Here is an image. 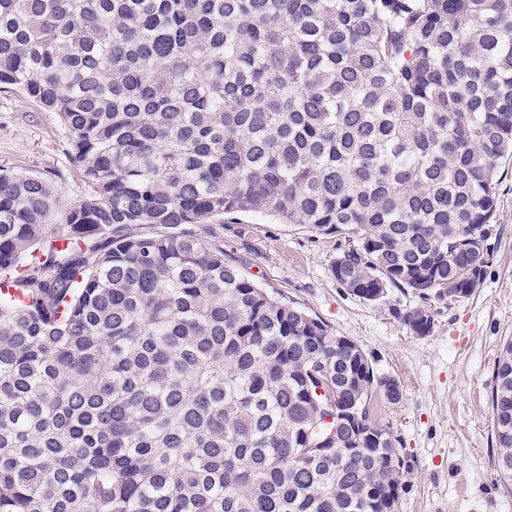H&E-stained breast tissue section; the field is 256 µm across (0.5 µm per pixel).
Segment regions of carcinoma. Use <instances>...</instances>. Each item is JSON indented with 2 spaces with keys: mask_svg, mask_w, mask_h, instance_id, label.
<instances>
[{
  "mask_svg": "<svg viewBox=\"0 0 512 512\" xmlns=\"http://www.w3.org/2000/svg\"><path fill=\"white\" fill-rule=\"evenodd\" d=\"M0 87L85 184L53 228L0 168V512H395L399 382L185 225L345 235L336 281L430 334L488 267L512 0H0ZM490 400L507 482L512 339Z\"/></svg>",
  "mask_w": 512,
  "mask_h": 512,
  "instance_id": "cac0c4a2",
  "label": "carcinoma"
}]
</instances>
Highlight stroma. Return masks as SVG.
Segmentation results:
<instances>
[{
  "instance_id": "35a3bbf8",
  "label": "stroma",
  "mask_w": 512,
  "mask_h": 512,
  "mask_svg": "<svg viewBox=\"0 0 512 512\" xmlns=\"http://www.w3.org/2000/svg\"><path fill=\"white\" fill-rule=\"evenodd\" d=\"M1 166L42 175L64 205L84 192L55 115L3 91ZM492 224L481 285L462 301L433 302L435 326L426 336L392 313L415 305L413 295L394 288L371 304L336 282L331 265L348 246L344 237L255 213L193 227L263 288L322 320L333 335L354 340L378 374L399 380V403L372 400L376 420L390 428L411 465L396 512H512V485L496 472L489 404L495 361L512 337V159L498 170Z\"/></svg>"
}]
</instances>
